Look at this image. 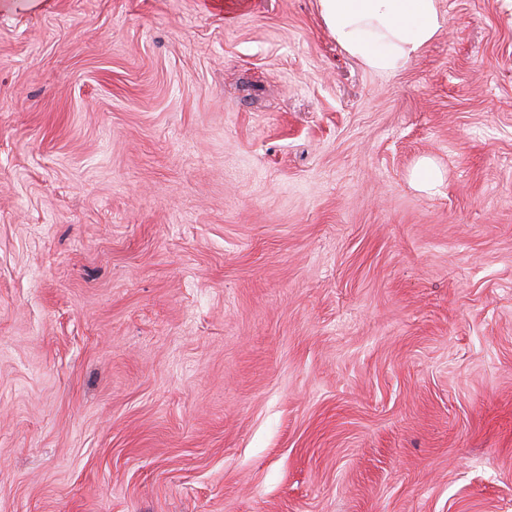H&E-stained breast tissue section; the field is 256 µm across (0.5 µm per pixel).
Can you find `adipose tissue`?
Here are the masks:
<instances>
[{"mask_svg": "<svg viewBox=\"0 0 512 512\" xmlns=\"http://www.w3.org/2000/svg\"><path fill=\"white\" fill-rule=\"evenodd\" d=\"M325 26L343 50L382 73L419 56L445 25L439 0H318Z\"/></svg>", "mask_w": 512, "mask_h": 512, "instance_id": "adipose-tissue-1", "label": "adipose tissue"}]
</instances>
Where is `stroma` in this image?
Listing matches in <instances>:
<instances>
[{"label":"stroma","mask_w":512,"mask_h":512,"mask_svg":"<svg viewBox=\"0 0 512 512\" xmlns=\"http://www.w3.org/2000/svg\"><path fill=\"white\" fill-rule=\"evenodd\" d=\"M439 8L382 74L317 0L0 9V512H512V0Z\"/></svg>","instance_id":"stroma-1"}]
</instances>
